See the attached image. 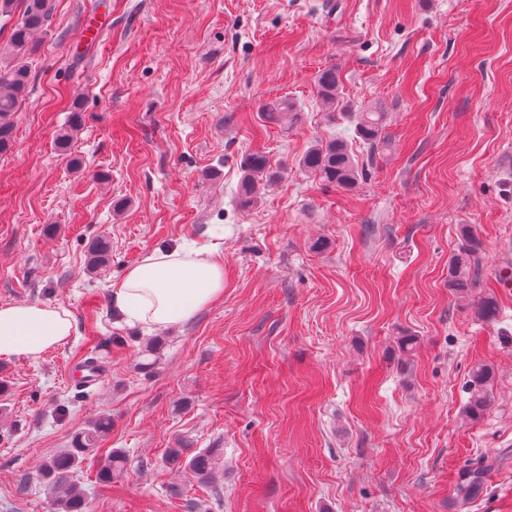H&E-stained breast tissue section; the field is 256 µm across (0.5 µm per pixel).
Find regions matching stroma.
Wrapping results in <instances>:
<instances>
[{
    "label": "stroma",
    "mask_w": 512,
    "mask_h": 512,
    "mask_svg": "<svg viewBox=\"0 0 512 512\" xmlns=\"http://www.w3.org/2000/svg\"><path fill=\"white\" fill-rule=\"evenodd\" d=\"M87 14L105 22L94 42ZM29 65L0 154V305L63 309L74 329L0 359V512H50L40 465L102 416L101 453L70 476L91 512H512V0H51ZM330 65L352 108L386 112L384 142L324 109ZM279 99L291 127L261 116ZM334 137L366 170L353 188L299 165ZM252 152L281 177L243 210ZM463 224L484 243L491 323L448 288ZM99 236L112 257L91 273ZM182 247L223 258V294L176 328L129 324L114 288ZM477 364L495 376L473 419ZM112 448L127 464L105 488ZM169 448L220 449L221 468L176 473Z\"/></svg>",
    "instance_id": "35a3bbf8"
}]
</instances>
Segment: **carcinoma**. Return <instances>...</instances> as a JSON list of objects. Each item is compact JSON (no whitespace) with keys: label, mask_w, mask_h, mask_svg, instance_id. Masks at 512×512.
<instances>
[{"label":"carcinoma","mask_w":512,"mask_h":512,"mask_svg":"<svg viewBox=\"0 0 512 512\" xmlns=\"http://www.w3.org/2000/svg\"><path fill=\"white\" fill-rule=\"evenodd\" d=\"M19 18L10 29L6 41L0 42V153L11 148L14 141L13 115L28 94L31 71L27 59L34 51L32 35L46 29L51 17L50 0H0V18ZM343 80L338 69L328 66L320 70L315 79L317 95L331 112L340 104ZM293 105L288 101H274L262 108V115L277 124L288 122ZM386 113L381 109L357 114L356 133L371 146L385 139ZM302 166L325 184L352 188L363 178L359 162L349 152L340 138L310 147L301 160ZM243 177L239 185L240 205L250 208L258 203L261 190L276 182L280 172L267 165L264 155L252 153L243 160ZM462 243L454 254L448 272V288L462 306H470L475 315L486 321H494L499 314L497 298L487 294L477 300L472 298L475 287L474 272L483 255V242L469 226L461 228ZM110 243L95 240L88 250L87 270L93 272L109 257ZM494 377L491 366L478 364L470 372V397L467 406L469 417H481L490 406V388ZM112 421L106 417L96 419L88 428L74 435L71 446L49 457L41 465V476L46 483L52 512H90L84 491L68 481L84 456L98 449L102 438L111 430ZM165 461L170 468L197 478H209L220 467L221 459L216 449L199 452L190 458L183 457V449L169 448ZM125 457L119 450L107 454L106 464L99 471L100 480L112 481V476L123 471ZM482 481L478 475L457 488L461 503L476 496Z\"/></svg>","instance_id":"cac0c4a2"}]
</instances>
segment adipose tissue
Returning a JSON list of instances; mask_svg holds the SVG:
<instances>
[{"label":"adipose tissue","mask_w":512,"mask_h":512,"mask_svg":"<svg viewBox=\"0 0 512 512\" xmlns=\"http://www.w3.org/2000/svg\"><path fill=\"white\" fill-rule=\"evenodd\" d=\"M224 291V262L212 254L155 249L131 267L112 301L130 322L174 327L186 323ZM69 312L35 304L0 305V358L38 359L63 343Z\"/></svg>","instance_id":"adipose-tissue-1"}]
</instances>
